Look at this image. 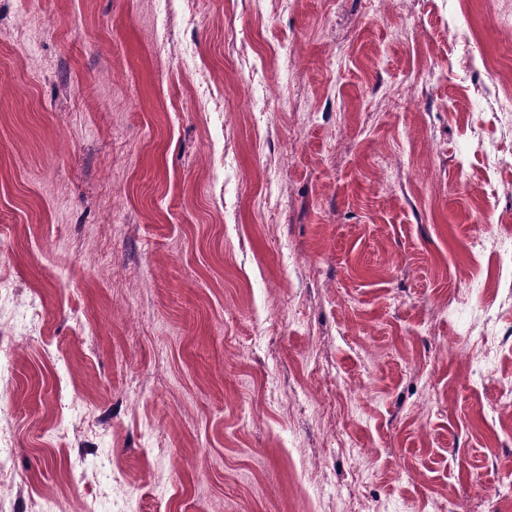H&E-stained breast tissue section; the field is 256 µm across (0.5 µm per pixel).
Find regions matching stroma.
Listing matches in <instances>:
<instances>
[{
  "label": "stroma",
  "instance_id": "stroma-1",
  "mask_svg": "<svg viewBox=\"0 0 512 512\" xmlns=\"http://www.w3.org/2000/svg\"><path fill=\"white\" fill-rule=\"evenodd\" d=\"M504 235L512 0H0L8 512H512Z\"/></svg>",
  "mask_w": 512,
  "mask_h": 512
}]
</instances>
